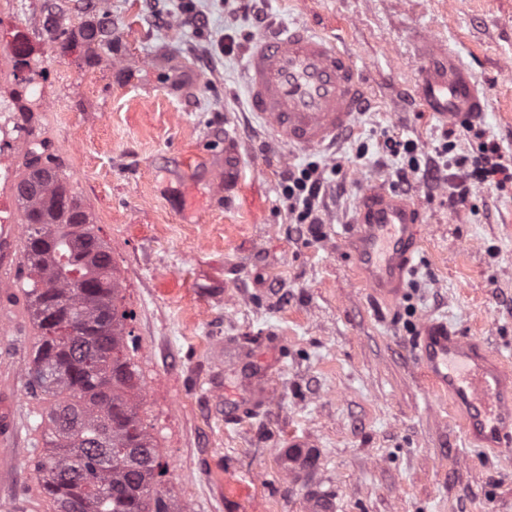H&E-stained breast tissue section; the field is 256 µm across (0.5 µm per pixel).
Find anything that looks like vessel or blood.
<instances>
[{"mask_svg": "<svg viewBox=\"0 0 512 512\" xmlns=\"http://www.w3.org/2000/svg\"><path fill=\"white\" fill-rule=\"evenodd\" d=\"M421 60L416 92L425 111L438 117L473 120L484 112V97L471 71L448 47L418 36ZM244 86L250 108L270 124L274 140L289 153L328 150L354 124L366 99L363 74L351 53L333 38L298 24H279L253 39L246 51ZM237 149L224 144V203L232 205L239 184ZM419 208L384 185L364 187L356 217L346 225V243L360 282L378 296L398 299L420 250ZM20 235L15 224L0 225V288H11L20 268ZM414 356L439 392L447 394L464 421L468 441L493 450H512V369L492 361L474 341L447 321L425 318ZM18 393L11 368L0 369V462L9 463L20 445L12 409ZM290 477L318 462L315 449L292 443L280 449Z\"/></svg>", "mask_w": 512, "mask_h": 512, "instance_id": "b4317fda", "label": "vessel or blood"}]
</instances>
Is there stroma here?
I'll list each match as a JSON object with an SVG mask.
<instances>
[{"instance_id": "1", "label": "stroma", "mask_w": 512, "mask_h": 512, "mask_svg": "<svg viewBox=\"0 0 512 512\" xmlns=\"http://www.w3.org/2000/svg\"><path fill=\"white\" fill-rule=\"evenodd\" d=\"M269 20L338 38L363 68L370 107L329 152L288 154L251 112L244 48L260 29L239 0H0V54L23 50L34 79L18 111L0 76V199L32 138H47L112 251L138 344L140 415L167 468L159 489L189 512H307L309 489L285 475L278 449L321 451L320 492L337 512H512V452L466 447L461 416L414 359L422 317L446 318L512 365V186L417 180L420 262L405 296L374 303L341 239L361 187L390 184L402 158L383 135L415 140L438 160L446 121L415 94L423 31L454 49L486 94L478 120L512 152V0H258ZM55 14L71 34L46 40ZM109 16L111 45L82 27ZM244 181L224 205V134ZM327 169L318 224H294L285 170ZM15 410L27 448L0 512H30L44 453L43 401L28 390L31 351L10 349ZM266 371L273 402L251 409L240 378ZM236 412V423L226 413Z\"/></svg>"}]
</instances>
